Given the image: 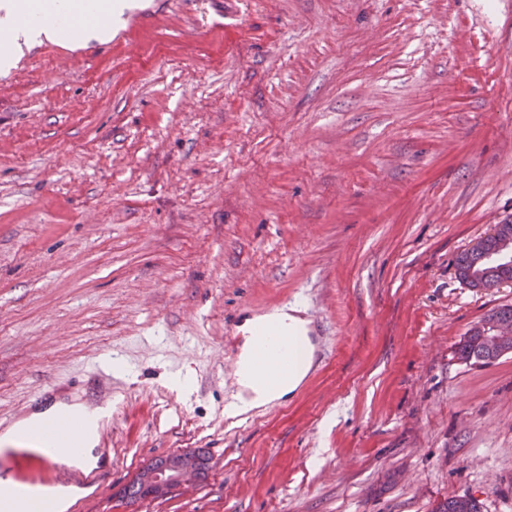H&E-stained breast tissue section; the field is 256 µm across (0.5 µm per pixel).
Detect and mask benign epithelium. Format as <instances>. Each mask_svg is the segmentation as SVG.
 Wrapping results in <instances>:
<instances>
[{"instance_id":"benign-epithelium-1","label":"benign epithelium","mask_w":512,"mask_h":512,"mask_svg":"<svg viewBox=\"0 0 512 512\" xmlns=\"http://www.w3.org/2000/svg\"><path fill=\"white\" fill-rule=\"evenodd\" d=\"M483 336L490 350L502 355L512 351V322L490 320L484 326ZM209 469V457L201 448L174 452L144 463L118 495H124V490L132 484L141 491L140 500L143 502L166 500L201 485L206 481Z\"/></svg>"}]
</instances>
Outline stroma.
Returning a JSON list of instances; mask_svg holds the SVG:
<instances>
[{"label":"stroma","instance_id":"stroma-1","mask_svg":"<svg viewBox=\"0 0 512 512\" xmlns=\"http://www.w3.org/2000/svg\"><path fill=\"white\" fill-rule=\"evenodd\" d=\"M148 3L0 74V420L118 359L87 512H512V354L455 356L512 283L454 268L512 219V0ZM285 306L324 360L225 417L228 330ZM186 448L195 492L117 498Z\"/></svg>","mask_w":512,"mask_h":512}]
</instances>
